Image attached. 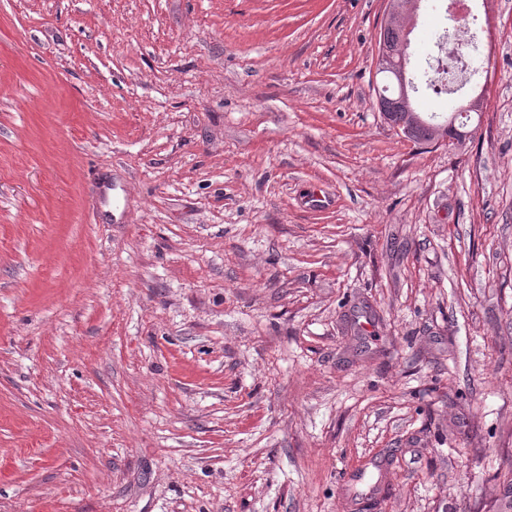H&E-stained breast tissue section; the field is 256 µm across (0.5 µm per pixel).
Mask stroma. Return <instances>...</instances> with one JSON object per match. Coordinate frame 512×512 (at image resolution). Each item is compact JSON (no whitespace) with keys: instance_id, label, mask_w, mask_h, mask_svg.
I'll return each mask as SVG.
<instances>
[{"instance_id":"35a3bbf8","label":"stroma","mask_w":512,"mask_h":512,"mask_svg":"<svg viewBox=\"0 0 512 512\" xmlns=\"http://www.w3.org/2000/svg\"><path fill=\"white\" fill-rule=\"evenodd\" d=\"M386 12L0 0V512H512V0L461 144ZM386 77L387 81L377 96L379 110L384 119L386 121L388 118L391 119L395 126L400 127L404 136L415 143L426 144L434 141L438 128L448 126V118L442 123H433L423 118L416 111L411 98L403 94L399 71L389 72ZM410 112L419 113L422 122L414 121ZM439 133L440 135L434 142L442 143L448 140L447 137L441 135L442 130H439Z\"/></svg>"}]
</instances>
